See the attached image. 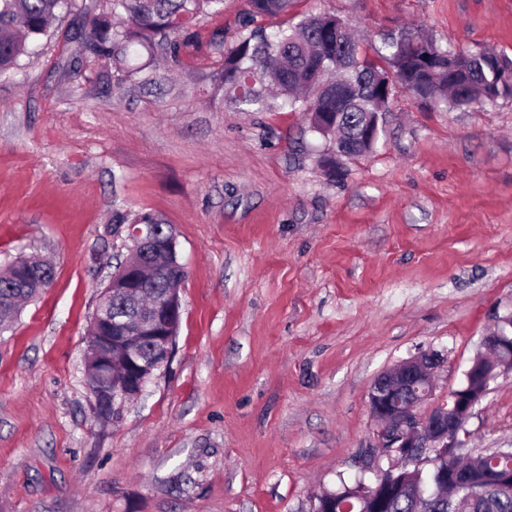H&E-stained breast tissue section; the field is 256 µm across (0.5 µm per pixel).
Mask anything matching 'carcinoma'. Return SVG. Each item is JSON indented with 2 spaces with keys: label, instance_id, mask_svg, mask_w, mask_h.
Returning a JSON list of instances; mask_svg holds the SVG:
<instances>
[{
  "label": "carcinoma",
  "instance_id": "carcinoma-1",
  "mask_svg": "<svg viewBox=\"0 0 512 512\" xmlns=\"http://www.w3.org/2000/svg\"><path fill=\"white\" fill-rule=\"evenodd\" d=\"M294 2L247 0L248 8L238 19L239 32L229 38L220 28L206 42L207 54L222 61L219 79L237 105L258 104L272 88L280 107L306 114L310 131L328 139L358 133L364 113L374 109L377 74L386 80L394 77L390 94L399 88L426 104L468 107L480 103L489 90L512 99V87L501 80L502 66L512 58L491 51H459L455 64L437 71L432 80L421 81L420 58L429 53L442 61L445 49L418 28L420 39L390 33L381 49L364 46L346 33L340 50L330 29L331 14H309L295 24L267 30L262 21L288 15ZM223 11L224 0H103L96 11L76 0H0V73L17 67L28 41L45 33L62 12L79 18L71 33L79 56L112 61L123 81L160 58L180 63L189 49L200 48L196 18ZM346 78L364 82V95L342 109L341 126L316 124L314 113L336 111L333 85ZM383 131L380 117L371 140L353 145L352 155L371 151ZM43 265L38 257H19L13 267L0 271V334L9 329L22 302L46 287L39 274ZM85 375L91 389L116 387L120 380L118 375H101L92 366L85 367ZM462 464L471 470L475 485L444 494L431 512H512V485L494 482L496 476L512 474V448L479 453L462 459ZM439 474L435 467L419 474L404 471L408 481L421 485L435 483ZM340 483L336 492L351 512H372L366 484L343 479Z\"/></svg>",
  "mask_w": 512,
  "mask_h": 512
}]
</instances>
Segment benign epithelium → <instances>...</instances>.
I'll return each mask as SVG.
<instances>
[{
  "mask_svg": "<svg viewBox=\"0 0 512 512\" xmlns=\"http://www.w3.org/2000/svg\"><path fill=\"white\" fill-rule=\"evenodd\" d=\"M126 240L130 255L142 256L138 264L121 265L115 274L121 282L112 285V290H103L99 299L111 293L122 295L130 305V313L112 318L102 307L97 310L95 325L104 324L112 329V335L101 336L98 343L89 350L93 353L98 370L113 371L117 358H122L124 385L118 389H100L91 392L92 410L97 421L105 419L98 415V407L110 403L121 408L137 399L146 386L166 369L174 350L182 316L181 288L186 266H181V275L172 274L176 263L171 256L176 253L177 239L174 230L167 235L154 233L150 224L131 223L126 225ZM168 276L172 287L165 299L142 305L143 288L157 278ZM512 323V315L497 319V326L482 338V355L492 356L488 363L474 376L472 392L457 406H452L454 392L448 393V400L437 403L428 413L421 412L423 405L435 391L434 373L444 362V356L436 351L420 352L398 362L394 367L379 374L369 391V407L376 423L373 433L374 452L369 463L375 472L376 490L387 498L406 493L415 499L416 508H427V499L417 485L401 486V483L384 481V478L407 468L422 470L431 464L447 462L442 467V476L437 491L448 488L456 490L457 485L449 477L460 471L455 462L436 458L441 448H454V457L462 456L461 450L467 440L458 436L457 431L473 414V409L486 396L489 384L499 373L512 372V336L500 335L503 325ZM147 344L150 353L143 356L141 345ZM387 459L388 466L380 465Z\"/></svg>",
  "mask_w": 512,
  "mask_h": 512,
  "instance_id": "1",
  "label": "benign epithelium"
}]
</instances>
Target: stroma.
<instances>
[{"label":"stroma","instance_id":"1","mask_svg":"<svg viewBox=\"0 0 512 512\" xmlns=\"http://www.w3.org/2000/svg\"><path fill=\"white\" fill-rule=\"evenodd\" d=\"M355 35L419 26L512 57V0H300ZM72 16L0 75V266L52 285L0 335V512H306L367 471L376 376L422 350L461 383L512 312V100L395 93L374 150L330 174L302 113L242 112L203 52L117 84L76 57ZM172 224L188 276L171 362L99 423L86 333L126 255L124 217ZM512 447V372L467 423Z\"/></svg>","mask_w":512,"mask_h":512}]
</instances>
